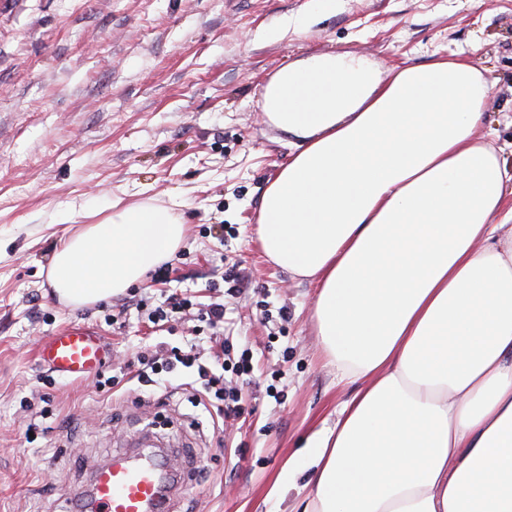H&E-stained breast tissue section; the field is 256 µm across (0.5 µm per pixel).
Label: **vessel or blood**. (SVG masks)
<instances>
[{
    "label": "vessel or blood",
    "instance_id": "b4317fda",
    "mask_svg": "<svg viewBox=\"0 0 512 512\" xmlns=\"http://www.w3.org/2000/svg\"><path fill=\"white\" fill-rule=\"evenodd\" d=\"M106 355L100 335L83 324L49 336L38 358L60 375L75 380L96 372ZM179 473L161 448H145L135 457L116 458L97 467L81 494L77 512H173Z\"/></svg>",
    "mask_w": 512,
    "mask_h": 512
}]
</instances>
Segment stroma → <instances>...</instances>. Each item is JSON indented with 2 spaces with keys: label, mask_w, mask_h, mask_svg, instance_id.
Listing matches in <instances>:
<instances>
[{
  "label": "stroma",
  "mask_w": 512,
  "mask_h": 512,
  "mask_svg": "<svg viewBox=\"0 0 512 512\" xmlns=\"http://www.w3.org/2000/svg\"><path fill=\"white\" fill-rule=\"evenodd\" d=\"M311 11L309 26L267 37ZM324 52L384 70L460 54L491 84L481 132L512 165V0H0V512H62L95 465L147 436L178 452L176 512H290L303 499V474L285 497L268 492L355 388L337 384L318 344L314 286L256 239L264 192L297 151L260 99L281 67ZM143 202L185 226L167 272L105 303L53 295L56 246L100 208ZM183 290L192 308L154 327L151 310ZM214 304L220 329L198 319ZM71 323L110 350L81 380L37 360ZM163 343L196 347L209 366L247 361L246 379L224 374L240 415L214 429L192 368L134 381Z\"/></svg>",
  "instance_id": "obj_1"
}]
</instances>
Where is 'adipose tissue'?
Instances as JSON below:
<instances>
[{
  "label": "adipose tissue",
  "mask_w": 512,
  "mask_h": 512,
  "mask_svg": "<svg viewBox=\"0 0 512 512\" xmlns=\"http://www.w3.org/2000/svg\"><path fill=\"white\" fill-rule=\"evenodd\" d=\"M490 95L455 56L386 72L348 53L264 89L301 149L257 239L315 284V334L357 387L301 449L300 512H512V167L479 134ZM183 235L169 208L114 205L55 250L48 280L70 304L105 301Z\"/></svg>",
  "instance_id": "1"
}]
</instances>
